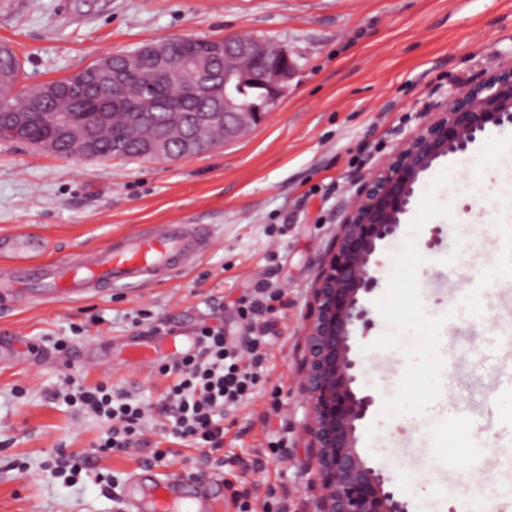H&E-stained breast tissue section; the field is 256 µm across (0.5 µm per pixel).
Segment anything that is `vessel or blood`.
Listing matches in <instances>:
<instances>
[{
    "label": "vessel or blood",
    "instance_id": "vessel-or-blood-1",
    "mask_svg": "<svg viewBox=\"0 0 512 512\" xmlns=\"http://www.w3.org/2000/svg\"><path fill=\"white\" fill-rule=\"evenodd\" d=\"M213 242L208 224H156L114 240L111 245L82 253L73 261L40 260L42 238L34 233L0 238V250L7 252L11 274L0 287V304L19 302L27 289L40 288L55 299H80L112 286L133 287L188 267ZM193 337L180 331L157 336H138L126 345L129 360L153 366L163 352L180 355L189 350ZM133 492L127 499L128 512H174L191 500L198 512H212V493L183 476L155 477L142 467L131 479Z\"/></svg>",
    "mask_w": 512,
    "mask_h": 512
}]
</instances>
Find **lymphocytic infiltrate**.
<instances>
[{"label":"lymphocytic infiltrate","instance_id":"f902f5d3","mask_svg":"<svg viewBox=\"0 0 512 512\" xmlns=\"http://www.w3.org/2000/svg\"><path fill=\"white\" fill-rule=\"evenodd\" d=\"M197 346L191 353L163 359L159 374L173 377L158 405H151L130 390L104 382L92 387L66 377L56 398L79 409L90 410L100 421L103 433L96 443L101 456L143 446L146 426L154 411L171 420L162 436L200 449L201 463L221 458L224 447V415L253 395L263 380L264 334L254 336L246 351H239L224 334L223 327L202 326L196 332Z\"/></svg>","mask_w":512,"mask_h":512}]
</instances>
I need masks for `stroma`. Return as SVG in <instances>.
I'll use <instances>...</instances> for the list:
<instances>
[{
    "label": "stroma",
    "instance_id": "35a3bbf8",
    "mask_svg": "<svg viewBox=\"0 0 512 512\" xmlns=\"http://www.w3.org/2000/svg\"><path fill=\"white\" fill-rule=\"evenodd\" d=\"M257 36L288 50L298 68L288 91L261 124L216 149L164 163L141 158L59 156L0 140V236L40 230L42 259L72 258L151 224H210L215 241L187 268L138 288H115L80 301L0 311V337L15 350L0 364V512H120L133 472L161 442L155 416L147 445L97 460L75 482L54 477L58 453L89 457L98 423L52 400L64 375L92 386L110 381L157 403L169 381L126 362L121 345L133 316L151 310L191 334L223 325L245 349L254 330L240 313L255 289L282 293L272 316L264 381L224 417V454L239 458L234 474L206 466L213 512H229L235 494L271 512H317L307 413L301 399L304 328L318 271L356 184L391 156L424 120L442 92L512 61V0H0V44L23 66L26 86L63 78L98 58L171 37ZM483 166L468 168L470 158ZM457 175L437 192L451 217L427 221L416 237L425 259L418 284L425 308L447 310L459 281L487 302L482 322L455 311L448 343L459 355L452 380L473 418L472 436L487 449L462 471L434 461L428 420L407 425L386 417L405 368L401 349H377L387 330L375 302L387 288L392 255L408 235L379 242L370 273L376 287L360 294L370 324L352 342L360 363L353 385L374 399L356 431L368 466L391 478L387 488L407 512H480L474 480L512 492V425L499 405L512 374V285L485 284L504 247L499 227L512 226V125L494 128L464 153L447 156L415 186L413 204L444 168ZM104 316L88 337L72 325ZM72 338L114 350L107 362L61 365L52 344ZM495 351L493 370L473 360Z\"/></svg>",
    "mask_w": 512,
    "mask_h": 512
}]
</instances>
